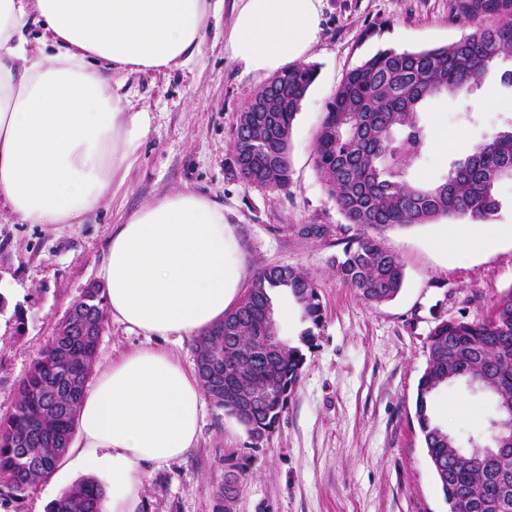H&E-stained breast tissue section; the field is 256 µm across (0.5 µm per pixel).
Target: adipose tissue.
Here are the masks:
<instances>
[{
  "label": "adipose tissue",
  "instance_id": "ef3b65f1",
  "mask_svg": "<svg viewBox=\"0 0 512 512\" xmlns=\"http://www.w3.org/2000/svg\"><path fill=\"white\" fill-rule=\"evenodd\" d=\"M209 0H0V206L25 224H76L110 192L148 129L111 72H163L204 47ZM322 0H234L224 49L264 77L317 44ZM40 23L52 56L31 53ZM108 64L103 74L100 64ZM111 319L158 338L100 370L81 401L77 462L102 476L101 512H138L147 466L185 457L201 431L196 373L162 347L223 320L241 278L224 208L165 194L116 225L100 269Z\"/></svg>",
  "mask_w": 512,
  "mask_h": 512
}]
</instances>
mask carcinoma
I'll return each instance as SVG.
<instances>
[{"mask_svg": "<svg viewBox=\"0 0 512 512\" xmlns=\"http://www.w3.org/2000/svg\"><path fill=\"white\" fill-rule=\"evenodd\" d=\"M456 15L479 23L477 30L447 46L420 51H377L349 69L325 107L314 140V164L347 229L333 268L341 281L368 305L392 300L400 292L404 272L399 258L372 234L388 227L431 224L439 219H467L481 224L501 209L498 186L512 169V122L473 145L432 185L414 182V171L428 151V133L421 114L436 97L470 95L498 61L512 60V0H455ZM317 78L313 64L293 65L267 84L254 99L273 98L275 112H242L234 131L237 166L248 183L271 191L290 182L288 148L293 122ZM286 291L308 327L303 345L313 341L323 318L317 287L291 266H268L254 277L224 320L203 332L204 341L237 368L214 383L199 381L207 397L260 441L275 429L288 407L306 355L301 346L283 343L267 353L263 329L274 327L275 300ZM81 316L105 310L104 294L85 296ZM98 336H50L37 350L20 381L12 408L0 414V496L17 502L51 478L50 462L65 458L58 445L73 440L82 393L53 396L69 367L84 362L81 380L91 378ZM467 373L479 379L495 408L512 407V287L502 291L482 318H436L429 334L428 361L414 403V417L430 464L446 502L455 512H512V459L465 466L457 463L458 437L437 422L432 397L458 383ZM264 390L250 414L241 401ZM499 416L490 420L485 439H468L473 460L485 458L498 433ZM244 471L227 462L224 487L216 494L217 512H224V494L238 491ZM104 487L96 480L79 481L47 506V512H100Z\"/></svg>", "mask_w": 512, "mask_h": 512, "instance_id": "carcinoma-1", "label": "carcinoma"}]
</instances>
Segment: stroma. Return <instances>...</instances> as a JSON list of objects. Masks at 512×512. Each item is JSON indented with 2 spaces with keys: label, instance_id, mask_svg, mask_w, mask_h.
I'll return each mask as SVG.
<instances>
[{
  "label": "stroma",
  "instance_id": "35a3bbf8",
  "mask_svg": "<svg viewBox=\"0 0 512 512\" xmlns=\"http://www.w3.org/2000/svg\"><path fill=\"white\" fill-rule=\"evenodd\" d=\"M454 0H323L321 32L308 61L318 77L293 123L287 189L269 191L238 173L233 132L264 77L244 72L224 50L232 0L211 19L201 55L165 73L117 74L113 87L127 112L146 115L148 133L130 167L113 179L100 206L79 224H24L0 208V412L10 408L36 350L99 271L115 224L155 198L191 190L224 208L233 228L243 286L263 267L292 266L318 288L323 321L275 430L254 443L223 409L206 403L201 435L186 457L144 477L140 512H216L226 459L244 464L235 512H448L414 418L418 382L436 317L474 319L512 286V248L466 255L458 235L436 240L445 221L381 232L404 266L395 299L368 305L340 281L332 259L342 249L343 218L313 164L324 107L348 69L378 50H421L472 33ZM493 105H485L487 95ZM512 120V92L487 80L467 99L441 97L424 112L430 149L417 176L435 181L494 128ZM461 135L454 149L443 131ZM320 224L319 237L303 235ZM151 338L106 321L97 368ZM436 420L456 435L485 432L488 396L456 385L433 400ZM86 474L66 456L24 500L0 512H45L60 484Z\"/></svg>",
  "mask_w": 512,
  "mask_h": 512
}]
</instances>
